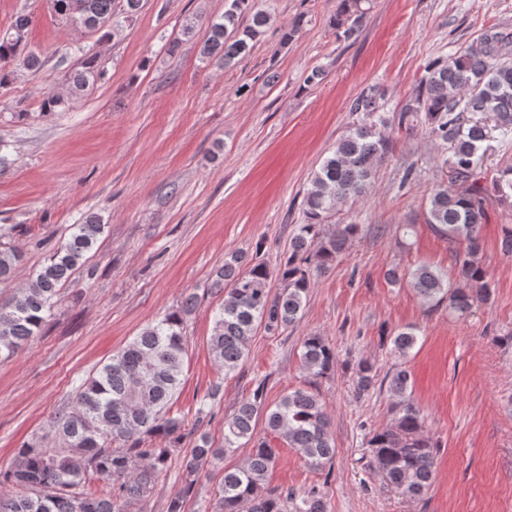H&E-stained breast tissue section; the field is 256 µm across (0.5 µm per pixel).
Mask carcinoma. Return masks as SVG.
I'll return each instance as SVG.
<instances>
[{
    "label": "carcinoma",
    "instance_id": "obj_1",
    "mask_svg": "<svg viewBox=\"0 0 512 512\" xmlns=\"http://www.w3.org/2000/svg\"><path fill=\"white\" fill-rule=\"evenodd\" d=\"M122 2L119 11L115 0H52V5L67 21L115 32L140 9L142 0ZM371 6L372 0H341L334 23L337 37H354ZM271 22L270 14L253 10V0H229L224 16L208 21L202 32V60L226 68L234 65L250 53ZM31 23L28 15L19 14L0 33V87L8 83L13 66L34 69L40 65L38 55L27 50ZM103 76L97 57H85L82 68L71 77L67 95L47 96L42 112L66 110L70 101L84 95ZM381 109L377 92L357 96L351 111L361 118L340 136L313 172L303 199L306 223L298 225L289 239L277 269L283 284L280 292L272 293V273L255 258L245 268L244 256L233 253L214 272L211 289L222 301L214 315L210 349L224 376L244 364L259 325L276 331L300 322L314 277L333 268L348 243L359 235L358 224H338L330 233L321 226L340 205L367 192L378 167L392 152ZM466 112L488 113L502 133L512 131V41L502 32L489 30L478 46L429 60L410 99L394 117L398 129L407 133L423 120L428 136L443 151L451 152L453 186L440 182L433 188L426 221L437 234L463 249L454 255L459 280L455 287L448 285V273L426 264L402 270L395 266L387 278L394 285L407 283L429 307L446 301L460 315L490 297L479 233L491 202L512 198V165L484 184L480 151L486 132L479 122H466ZM103 228L97 216L75 225L70 239L25 286L9 299H0V357L17 354L36 335ZM20 261L17 250L0 245V282L13 277ZM195 306L196 296H187L179 309L147 326L81 382L72 401L51 419L54 444H45L42 437L22 445L12 468L0 474V512H127L130 501L145 502L153 496L159 475L168 468L171 448L192 436L195 440L185 463L187 491L198 471L221 459L225 450L252 445L243 465L224 470L219 512H324L321 492L315 487L285 493L265 489L277 449L255 434L262 413L270 434L296 449L311 466L324 467L335 457L336 448L330 417L313 392L298 388L265 410L263 392L256 391L224 422L222 448L214 447L209 436L200 432L208 402L219 395L221 386H214L200 401L190 429H185V420L167 415V406L181 384L184 324ZM416 340L411 328L394 334L391 351L399 362L381 379L370 361L362 360L357 366L358 393L370 391L379 382L392 400L390 423L369 433L370 462L390 484L411 496H420L430 487L436 464L435 445L410 400L412 378L403 362ZM335 364L336 355L323 337H304L301 367L309 377L323 378ZM110 442L120 447H107ZM91 475L109 487L105 494L85 491Z\"/></svg>",
    "mask_w": 512,
    "mask_h": 512
}]
</instances>
